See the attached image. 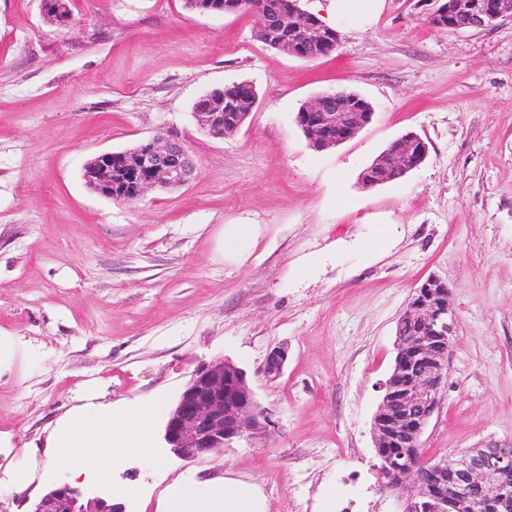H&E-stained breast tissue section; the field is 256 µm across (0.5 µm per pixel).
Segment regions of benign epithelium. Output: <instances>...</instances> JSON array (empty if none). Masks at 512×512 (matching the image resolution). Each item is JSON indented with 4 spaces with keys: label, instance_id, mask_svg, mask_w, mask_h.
I'll list each match as a JSON object with an SVG mask.
<instances>
[{
    "label": "benign epithelium",
    "instance_id": "obj_1",
    "mask_svg": "<svg viewBox=\"0 0 512 512\" xmlns=\"http://www.w3.org/2000/svg\"><path fill=\"white\" fill-rule=\"evenodd\" d=\"M249 13L257 26L272 28V18L260 4L251 0ZM288 18L299 28L312 32L309 42H320L321 30L314 17L299 9L297 0H288ZM512 18V0H437L429 21L439 28H487ZM200 126L211 136L224 135V115L220 112L196 113ZM374 113L349 108L338 96L324 94L306 105L299 114L301 127L312 147L325 150L354 138L369 125ZM328 126L343 129L336 142L327 141ZM404 147L382 154L372 167L385 173L382 183L403 177L422 164L428 144L420 136L403 137ZM108 151L96 156L83 171L86 185L98 195L112 198V166L126 168L133 179L129 193L139 198L151 187H179L194 176L195 166L187 144L166 132L150 141L149 148L131 151L113 160ZM448 284L429 278L413 293L405 313L396 326L397 355L392 373L384 385L385 393L373 417L374 448H392L385 466L396 477L390 488L408 489L406 512H415L417 501L428 498L435 512H456L460 502L480 494L484 503L512 512V448H473L446 458H427L426 464L437 478L448 477V491L438 495L426 489L415 449L440 403V388L447 378V355L456 336L457 319ZM288 353L272 348L262 373L279 377ZM263 416L246 372L222 359L202 365L181 391L167 414L162 440L174 455L195 461L233 447L260 425ZM32 512H122L112 497H88L79 488L60 483L49 488L35 503Z\"/></svg>",
    "mask_w": 512,
    "mask_h": 512
}]
</instances>
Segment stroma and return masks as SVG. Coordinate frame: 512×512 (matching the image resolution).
<instances>
[{"instance_id":"stroma-1","label":"stroma","mask_w":512,"mask_h":512,"mask_svg":"<svg viewBox=\"0 0 512 512\" xmlns=\"http://www.w3.org/2000/svg\"><path fill=\"white\" fill-rule=\"evenodd\" d=\"M340 34L305 60L257 40L250 14L184 0H72V28L40 0H0V512L50 487L162 512L193 476L252 486L263 512H403L383 490L372 419L396 325L428 277L448 282L457 334L425 455L512 448V19L450 30L429 0H380L367 20L300 0ZM247 81L258 103L214 138L206 91ZM346 90L372 123L336 147L295 121ZM181 135L196 166L132 202L89 189L95 155ZM419 167L373 187L360 175L406 133ZM249 224L239 252L224 250ZM286 346L275 379L268 352ZM244 369L268 422L205 461L124 454L111 470L55 457L77 413L174 405L195 370ZM187 9L199 13H243L238 7V0H186Z\"/></svg>"}]
</instances>
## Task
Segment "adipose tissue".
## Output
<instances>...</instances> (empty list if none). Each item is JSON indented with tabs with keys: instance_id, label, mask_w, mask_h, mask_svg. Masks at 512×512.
Wrapping results in <instances>:
<instances>
[{
	"instance_id": "1",
	"label": "adipose tissue",
	"mask_w": 512,
	"mask_h": 512,
	"mask_svg": "<svg viewBox=\"0 0 512 512\" xmlns=\"http://www.w3.org/2000/svg\"><path fill=\"white\" fill-rule=\"evenodd\" d=\"M161 410V404L157 403L120 414L103 411L91 421L81 417L70 419L58 432V458L66 463L77 454L85 466L103 469L111 460L110 449L144 453L151 442L152 422ZM167 512L259 510L254 495L247 487L191 478L170 488Z\"/></svg>"
}]
</instances>
